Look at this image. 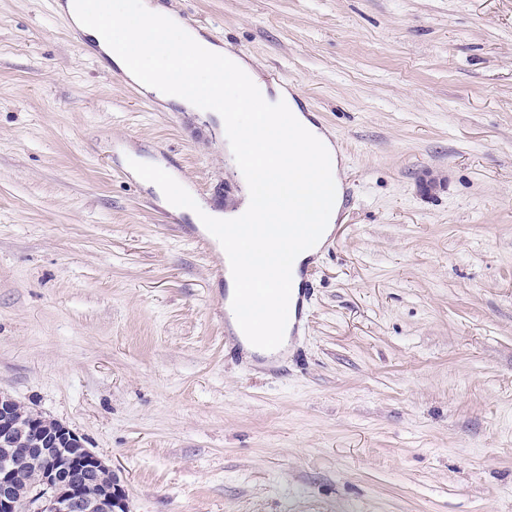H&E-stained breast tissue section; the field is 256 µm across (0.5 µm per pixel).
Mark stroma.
I'll list each match as a JSON object with an SVG mask.
<instances>
[{
	"label": "stroma",
	"instance_id": "1",
	"mask_svg": "<svg viewBox=\"0 0 512 512\" xmlns=\"http://www.w3.org/2000/svg\"><path fill=\"white\" fill-rule=\"evenodd\" d=\"M60 0H0V390L73 429L129 512H512V0H160L278 74L354 192L274 361L212 209L222 127L146 94ZM151 186L159 198L172 209H176V203L174 200L180 207L185 209H191L196 206L195 198L191 195L185 194L179 184L172 183L169 185V193L174 200L168 196L163 184L157 182L153 183ZM224 264L227 267L226 274V301L227 308L230 313L233 312L236 305L237 297L239 295V288H241V282L243 279L248 278V273L245 270L237 269L233 262L230 254L226 253L223 249Z\"/></svg>",
	"mask_w": 512,
	"mask_h": 512
}]
</instances>
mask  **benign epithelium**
I'll return each mask as SVG.
<instances>
[{
    "instance_id": "1",
    "label": "benign epithelium",
    "mask_w": 512,
    "mask_h": 512,
    "mask_svg": "<svg viewBox=\"0 0 512 512\" xmlns=\"http://www.w3.org/2000/svg\"><path fill=\"white\" fill-rule=\"evenodd\" d=\"M0 447L20 459L45 456L34 493L20 486L15 469L0 468V512H127L112 470L75 431L4 392Z\"/></svg>"
}]
</instances>
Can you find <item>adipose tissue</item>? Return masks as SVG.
Segmentation results:
<instances>
[{
	"label": "adipose tissue",
	"mask_w": 512,
	"mask_h": 512,
	"mask_svg": "<svg viewBox=\"0 0 512 512\" xmlns=\"http://www.w3.org/2000/svg\"><path fill=\"white\" fill-rule=\"evenodd\" d=\"M112 14V25L123 36L137 44L141 69L130 68L124 56L114 48L111 36L86 15L83 0H65L61 9L82 29L88 41L109 63L135 83H142L143 73H150L152 91L165 102L174 103L188 112H211L224 123V137L231 152H238L254 133L257 118H264L268 125H276L280 112L292 115L295 130L302 134L319 154L324 167L331 175V186L323 207L312 210L311 223L321 225L323 235H330L339 219L343 206V189L340 172L343 157L332 140L305 114L291 93L270 91L259 69L242 59L224 55L222 49L197 32L183 29L176 12L154 4L153 0H106ZM150 17L154 23L155 37L145 36L135 25L136 19ZM177 35L183 52L182 63L194 69L200 94H181L168 91L171 80L167 68L159 63L160 39Z\"/></svg>",
	"instance_id": "1"
}]
</instances>
